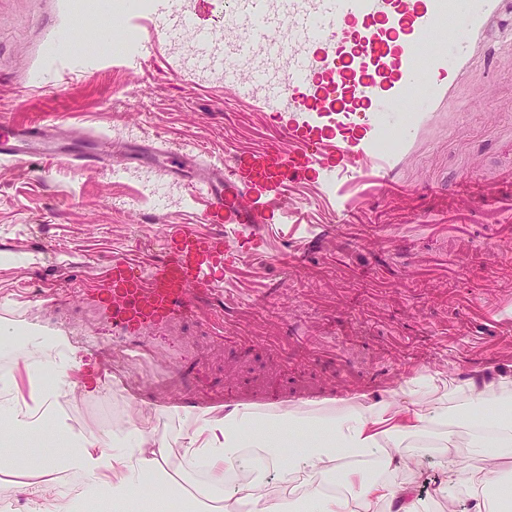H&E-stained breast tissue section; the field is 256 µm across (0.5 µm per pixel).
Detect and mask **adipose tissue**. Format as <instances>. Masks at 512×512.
Listing matches in <instances>:
<instances>
[{
  "label": "adipose tissue",
  "instance_id": "obj_1",
  "mask_svg": "<svg viewBox=\"0 0 512 512\" xmlns=\"http://www.w3.org/2000/svg\"><path fill=\"white\" fill-rule=\"evenodd\" d=\"M0 352L22 356L51 377L41 386L40 407L60 395L71 356L47 357L41 334L30 333L23 346L0 336ZM14 379L0 377V455H16L17 441L47 416L22 408L11 393ZM461 401L464 417L450 401ZM114 439L96 438L47 449L36 480L17 470L15 487L35 498V512H69L71 503L100 486L112 490V505L150 493L158 502L176 496L165 479L168 452L145 431L125 420L114 425ZM469 448L461 456L460 448ZM439 459L442 479L437 496L458 500L470 489L464 512H488L474 484L490 487L512 461V373L461 381L421 372L387 393H364L332 404L302 403L261 412L247 406L217 417H193L184 433L182 463L201 465L207 499L219 512H430L432 503L403 480L410 463L428 455ZM347 457L364 466L341 470ZM342 473L346 494L322 491L324 479Z\"/></svg>",
  "mask_w": 512,
  "mask_h": 512
}]
</instances>
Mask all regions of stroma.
<instances>
[{
	"label": "stroma",
	"mask_w": 512,
	"mask_h": 512,
	"mask_svg": "<svg viewBox=\"0 0 512 512\" xmlns=\"http://www.w3.org/2000/svg\"><path fill=\"white\" fill-rule=\"evenodd\" d=\"M113 0H0V119L66 121L115 141L154 138L199 157H224L274 136L262 113L225 104L224 82L171 53L139 67L104 64L58 75L46 52L73 21L92 27ZM457 137L414 164L416 194L340 225L334 239L303 248L282 235L272 256L244 263L226 285L239 289L223 346L194 331L158 338L155 348L202 349L198 366L130 363L121 354L95 361L84 337L72 346L79 367L100 383L74 385L57 409L62 434L101 435L125 415L151 428L171 454L183 446L186 416L175 402L213 389H262L336 400L379 395L428 370L465 379L512 372V55L461 90ZM167 185L166 203L153 186ZM201 206L187 186L160 172L130 168L76 174L61 162L0 164V323L40 315L46 286L58 287L61 317L94 324L74 296L107 257L141 247L154 257L176 224H195ZM433 213L436 223H416Z\"/></svg>",
	"instance_id": "stroma-1"
}]
</instances>
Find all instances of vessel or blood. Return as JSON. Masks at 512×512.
Returning a JSON list of instances; mask_svg holds the SVG:
<instances>
[{"label": "vessel or blood", "instance_id": "1", "mask_svg": "<svg viewBox=\"0 0 512 512\" xmlns=\"http://www.w3.org/2000/svg\"><path fill=\"white\" fill-rule=\"evenodd\" d=\"M505 0H149L130 10L122 63L138 65L185 41L201 72L219 75L231 97L268 113L278 140L187 176L211 232L181 227L149 264L112 257L91 292L99 334L131 360L154 359L157 333L191 323L197 306L224 308V275L263 253L270 231L307 244L373 200L412 195L413 162L447 139L459 90L492 58L489 35ZM52 54L96 69L79 52ZM49 124L0 125V161L62 160L80 173L136 163L184 174L186 153L142 139L120 155L111 137L84 134L58 144ZM287 149H280L279 140ZM185 175V174H184ZM287 390L225 394V402L266 408Z\"/></svg>", "mask_w": 512, "mask_h": 512}]
</instances>
